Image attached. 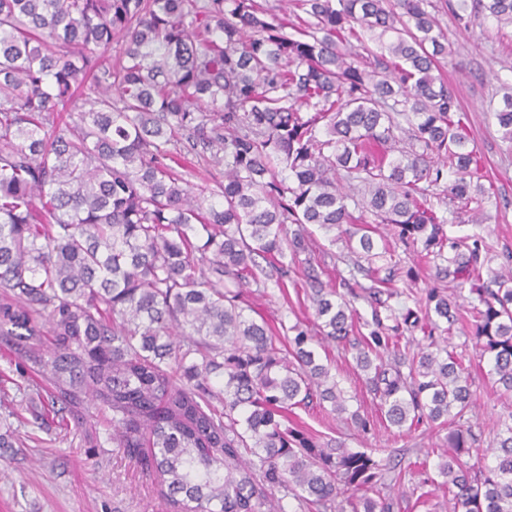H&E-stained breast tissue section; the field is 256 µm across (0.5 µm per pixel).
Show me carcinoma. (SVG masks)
Here are the masks:
<instances>
[{
	"label": "carcinoma",
	"mask_w": 512,
	"mask_h": 512,
	"mask_svg": "<svg viewBox=\"0 0 512 512\" xmlns=\"http://www.w3.org/2000/svg\"><path fill=\"white\" fill-rule=\"evenodd\" d=\"M289 5L0 0V342L38 376L41 424L64 428L88 405L110 414L108 440L154 476L165 512H286L287 497L393 512L392 490L417 492L387 460L282 425L313 402L348 412L316 343L355 350L389 425L455 426L437 465L453 512H512V411L483 439L467 354L472 340L512 393V251L495 268L489 237L445 229L483 222L493 188L442 70L438 19L502 32L512 0ZM87 89L90 108L61 121ZM502 89L491 115L512 143ZM184 148L224 166L221 203L172 166ZM373 224L422 247L448 293L391 303L389 284L413 271L375 251ZM310 225L367 261L353 270L371 282V318L300 259ZM288 255L316 321L280 323L283 350L245 314L244 288L266 266L288 288ZM458 324L471 328L460 343ZM489 453L477 470L460 462Z\"/></svg>",
	"instance_id": "1"
}]
</instances>
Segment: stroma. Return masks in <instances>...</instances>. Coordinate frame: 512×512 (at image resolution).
I'll return each instance as SVG.
<instances>
[{"mask_svg": "<svg viewBox=\"0 0 512 512\" xmlns=\"http://www.w3.org/2000/svg\"><path fill=\"white\" fill-rule=\"evenodd\" d=\"M439 20L454 50L443 71L469 116L471 136L495 192L484 223L451 224L447 231L453 236L480 233L499 246L512 248V148L502 141L487 113L490 101L499 97L501 81L512 79V33L503 35L493 29L469 33L447 12L440 13ZM277 280V272H270L248 297L252 318L289 326L312 321L305 295L282 294ZM327 354L349 411L374 414L375 404L359 380L353 358L334 347ZM472 381L478 418L485 428H492L500 415L512 410V394L503 393L495 384L485 362L474 366ZM292 419L320 440H339L350 450L372 451L406 467L412 483L421 486L427 496L421 503L412 497L400 499L394 512H452L448 490L441 487L435 468L437 449L448 445L447 429L433 424L408 432L378 422L364 434L330 408L316 405L296 408ZM85 427L102 435L101 444L82 440L72 428L41 431L27 424L18 426L14 447L0 448V512H162L152 477L123 449L107 442L105 413L89 409Z\"/></svg>", "mask_w": 512, "mask_h": 512, "instance_id": "35a3bbf8", "label": "stroma"}]
</instances>
